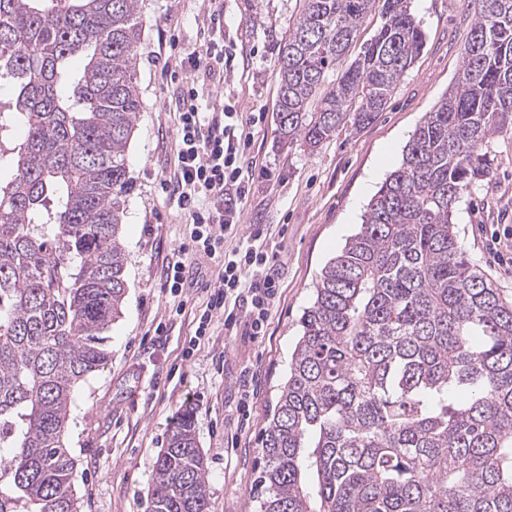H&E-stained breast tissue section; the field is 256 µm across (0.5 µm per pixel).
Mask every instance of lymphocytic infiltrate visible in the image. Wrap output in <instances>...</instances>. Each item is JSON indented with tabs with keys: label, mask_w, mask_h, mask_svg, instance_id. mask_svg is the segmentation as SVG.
Instances as JSON below:
<instances>
[{
	"label": "lymphocytic infiltrate",
	"mask_w": 512,
	"mask_h": 512,
	"mask_svg": "<svg viewBox=\"0 0 512 512\" xmlns=\"http://www.w3.org/2000/svg\"><path fill=\"white\" fill-rule=\"evenodd\" d=\"M208 18L207 41L174 60L184 79L178 92L177 173L168 195L187 215L192 230L189 243L181 245L165 266L162 281L170 293H182L190 253L199 251L217 260L222 273L198 317L196 335H207L213 318L220 315L227 329H234L243 319L251 335L261 336L279 293L277 256L252 238L229 250L224 247L227 234L239 222L240 206L251 192L252 182L244 175L249 135L240 113L210 112L202 104L201 81L224 71L223 0H215ZM231 295L245 298L246 317L227 309Z\"/></svg>",
	"instance_id": "obj_1"
}]
</instances>
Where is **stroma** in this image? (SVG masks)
I'll use <instances>...</instances> for the list:
<instances>
[{"instance_id":"35a3bbf8","label":"stroma","mask_w":512,"mask_h":512,"mask_svg":"<svg viewBox=\"0 0 512 512\" xmlns=\"http://www.w3.org/2000/svg\"><path fill=\"white\" fill-rule=\"evenodd\" d=\"M303 0H224V50L234 62L214 105L264 119L250 127L247 159L263 168L241 207L238 236L262 232L277 254L281 297L265 335L229 334L216 318L192 357L184 351L205 285L219 268L192 255L180 296L161 288V272L192 229L160 189L177 165L178 99L168 73L149 54L170 57L198 46L210 0H142L137 84L143 101L128 149L133 190L121 238L127 255L122 312L109 328V360L80 382L64 443L76 461L80 512H147L156 458L172 421L194 410L207 461L211 512H256L254 479L261 431L301 334L325 264L356 234L371 198L402 162L403 150L453 85L474 20L468 0H411L424 32L422 53L399 79L383 112L363 128L344 126L317 150L277 130V58ZM492 172L458 204L454 223L469 259L512 299V130L490 148ZM163 335H155L156 326ZM255 381L249 413L241 386Z\"/></svg>"}]
</instances>
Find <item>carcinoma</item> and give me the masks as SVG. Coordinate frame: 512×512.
Returning <instances> with one entry per match:
<instances>
[{"mask_svg":"<svg viewBox=\"0 0 512 512\" xmlns=\"http://www.w3.org/2000/svg\"><path fill=\"white\" fill-rule=\"evenodd\" d=\"M375 2L304 0L278 58L283 138L313 151L384 110L424 46L410 0H383L378 33L324 87ZM474 4L455 83L314 284L262 429L259 512H512V301L454 231L512 127V0ZM142 28L139 0H0V512H78L63 436L125 298ZM209 504L187 407L148 509Z\"/></svg>","mask_w":512,"mask_h":512,"instance_id":"obj_1","label":"carcinoma"}]
</instances>
